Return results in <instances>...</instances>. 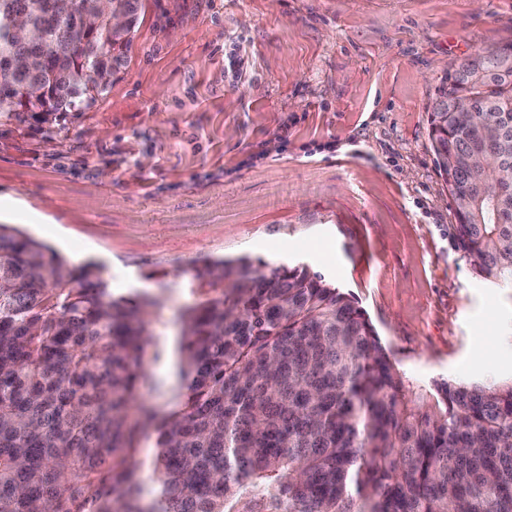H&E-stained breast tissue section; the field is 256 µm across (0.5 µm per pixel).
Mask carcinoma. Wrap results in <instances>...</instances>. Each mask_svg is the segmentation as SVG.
Instances as JSON below:
<instances>
[{
  "mask_svg": "<svg viewBox=\"0 0 512 512\" xmlns=\"http://www.w3.org/2000/svg\"><path fill=\"white\" fill-rule=\"evenodd\" d=\"M57 2L0 0L1 118L33 85L51 92L44 121L103 95L97 62L59 58L61 41L124 64L130 38L91 23V0ZM17 14L43 42L10 39ZM23 50L36 70L11 66ZM428 137L457 248L480 278L512 279V186L483 177L487 160L512 173V44L441 76ZM193 279L206 298L180 314V385L158 421L143 400L160 299L115 296L97 266L0 224V512H512V381L413 393L365 311L304 264L206 262ZM148 425L149 502L134 473Z\"/></svg>",
  "mask_w": 512,
  "mask_h": 512,
  "instance_id": "obj_1",
  "label": "carcinoma"
}]
</instances>
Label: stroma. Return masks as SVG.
I'll return each mask as SVG.
<instances>
[{
  "mask_svg": "<svg viewBox=\"0 0 512 512\" xmlns=\"http://www.w3.org/2000/svg\"><path fill=\"white\" fill-rule=\"evenodd\" d=\"M509 43L512 0H142L103 97L0 120V224L160 297L164 348L195 265L247 256L351 293L414 392L511 381L512 286L455 248L427 135L439 77Z\"/></svg>",
  "mask_w": 512,
  "mask_h": 512,
  "instance_id": "stroma-1",
  "label": "stroma"
}]
</instances>
